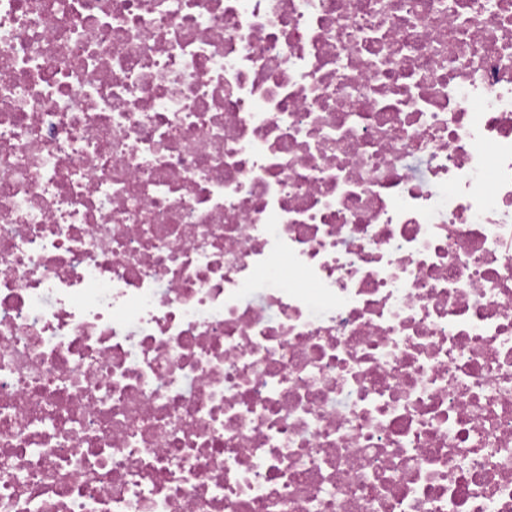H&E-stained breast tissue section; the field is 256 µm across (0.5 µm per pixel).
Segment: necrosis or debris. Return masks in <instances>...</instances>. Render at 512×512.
Listing matches in <instances>:
<instances>
[{
	"label": "necrosis or debris",
	"mask_w": 512,
	"mask_h": 512,
	"mask_svg": "<svg viewBox=\"0 0 512 512\" xmlns=\"http://www.w3.org/2000/svg\"><path fill=\"white\" fill-rule=\"evenodd\" d=\"M0 512H512V0H0Z\"/></svg>",
	"instance_id": "1"
}]
</instances>
